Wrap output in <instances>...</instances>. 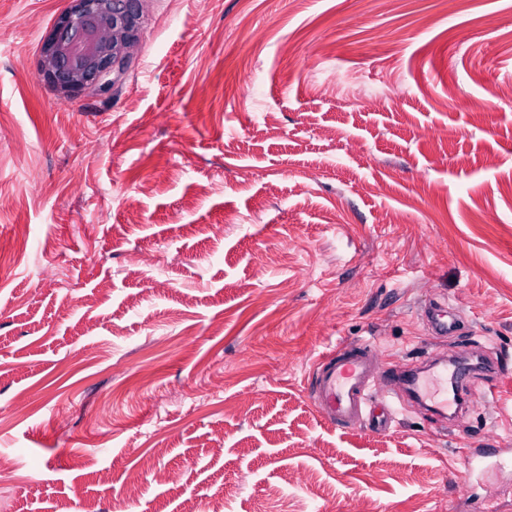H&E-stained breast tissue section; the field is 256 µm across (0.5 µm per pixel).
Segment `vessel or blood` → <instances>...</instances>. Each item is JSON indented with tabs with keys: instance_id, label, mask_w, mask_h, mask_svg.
<instances>
[{
	"instance_id": "1",
	"label": "vessel or blood",
	"mask_w": 512,
	"mask_h": 512,
	"mask_svg": "<svg viewBox=\"0 0 512 512\" xmlns=\"http://www.w3.org/2000/svg\"><path fill=\"white\" fill-rule=\"evenodd\" d=\"M428 331L434 336H456L462 326L447 302L434 299L422 310ZM368 343H342L323 353L314 361L308 384V397L320 416L332 425H363L372 431L390 430L394 417L391 403L379 399L372 388L375 377L382 371ZM504 372L497 362H489L484 371L457 362L451 366L450 382L440 385V401L435 402L437 414L446 415L449 406L462 405L474 393L488 394L503 379ZM426 379L421 368L397 371L393 392L397 397L423 403Z\"/></svg>"
}]
</instances>
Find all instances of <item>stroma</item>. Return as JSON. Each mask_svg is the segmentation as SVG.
<instances>
[{
	"instance_id": "35a3bbf8",
	"label": "stroma",
	"mask_w": 512,
	"mask_h": 512,
	"mask_svg": "<svg viewBox=\"0 0 512 512\" xmlns=\"http://www.w3.org/2000/svg\"><path fill=\"white\" fill-rule=\"evenodd\" d=\"M70 6L0 0L7 512H512V380L386 434L307 395L342 342L512 366V0H145L112 87L65 99ZM422 318L432 336H458L462 326L445 301L432 299L422 310Z\"/></svg>"
}]
</instances>
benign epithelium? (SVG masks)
Listing matches in <instances>:
<instances>
[{
	"instance_id": "7a95c632",
	"label": "benign epithelium",
	"mask_w": 512,
	"mask_h": 512,
	"mask_svg": "<svg viewBox=\"0 0 512 512\" xmlns=\"http://www.w3.org/2000/svg\"><path fill=\"white\" fill-rule=\"evenodd\" d=\"M144 0H73L45 40L39 69L63 96L108 90L137 39Z\"/></svg>"
}]
</instances>
